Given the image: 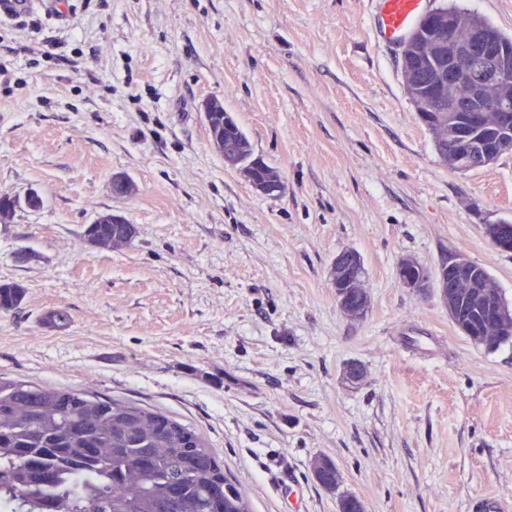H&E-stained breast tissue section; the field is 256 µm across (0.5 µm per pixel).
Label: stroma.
Here are the masks:
<instances>
[{"label": "stroma", "instance_id": "obj_1", "mask_svg": "<svg viewBox=\"0 0 512 512\" xmlns=\"http://www.w3.org/2000/svg\"><path fill=\"white\" fill-rule=\"evenodd\" d=\"M0 26V375L126 399L201 433L252 512H472L512 499V343L476 346L411 259L463 257L512 304V152L457 174L410 102L377 0H106ZM223 101L281 174L263 195L213 148ZM128 176L129 196L112 191ZM38 193L39 209L24 206ZM102 213L137 229L87 244ZM354 251L363 319L328 271ZM64 309L70 321L47 327ZM361 366L356 385L343 379ZM329 458L328 491L311 463ZM511 224L509 222H500V224L485 225V234L492 246L503 252H512V226L505 228L503 225ZM512 225V224H511ZM397 276L398 279L403 281L409 288L418 290L428 288L431 280L429 271L411 259H405L400 263L397 269ZM401 281L399 283L403 287L408 288ZM25 299V288L18 283H0V312L19 309Z\"/></svg>", "mask_w": 512, "mask_h": 512}]
</instances>
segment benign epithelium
Here are the masks:
<instances>
[{
	"mask_svg": "<svg viewBox=\"0 0 512 512\" xmlns=\"http://www.w3.org/2000/svg\"><path fill=\"white\" fill-rule=\"evenodd\" d=\"M420 28L428 30L434 52L447 62V71L441 74L440 81L431 91L428 112L421 116L426 127L437 125L442 120L441 113L455 110L454 101L446 102L441 98L440 89L443 85L474 78L470 102L465 108V119L454 121L448 127L445 160L458 166L467 156L479 153L483 161L489 164L496 155L512 150V139H495L487 147L474 142L472 137L474 129L489 122L494 128L512 131V104L492 96V93L498 92L505 97L512 88V58L507 55L501 42L482 23L471 26L466 38L458 40L452 14L443 5L427 12ZM231 140L230 136L224 138V166L243 174L257 192L264 195L278 194L282 182L255 176L254 170L264 167L263 161L257 156L253 157L248 166H241ZM485 234L495 249L512 252V227L487 224ZM362 269L361 257L348 251L336 257L330 270L331 283L336 288L340 307L357 319L362 318V311L347 305L345 289L353 284L351 274H356L359 280L363 278ZM397 276L408 287L418 290L428 287L430 280H435L449 310L459 316L457 325L465 336L479 337L476 330L479 321L494 319L496 324H501L494 286L481 280L476 267L466 260L452 261L432 276L426 268L411 259H405L397 269Z\"/></svg>",
	"mask_w": 512,
	"mask_h": 512,
	"instance_id": "benign-epithelium-1",
	"label": "benign epithelium"
}]
</instances>
